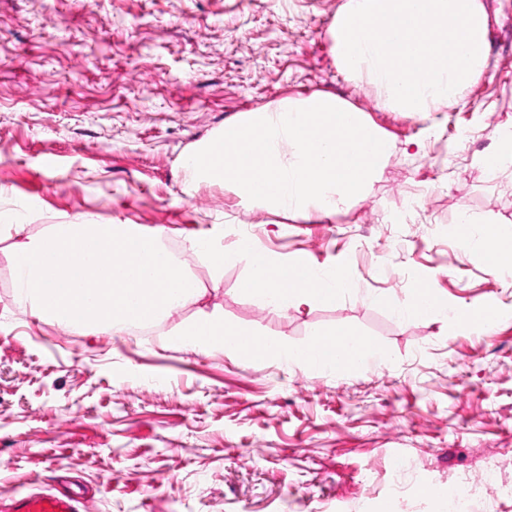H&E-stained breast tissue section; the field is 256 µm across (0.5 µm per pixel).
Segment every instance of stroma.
I'll list each match as a JSON object with an SVG mask.
<instances>
[{
  "instance_id": "35a3bbf8",
  "label": "stroma",
  "mask_w": 512,
  "mask_h": 512,
  "mask_svg": "<svg viewBox=\"0 0 512 512\" xmlns=\"http://www.w3.org/2000/svg\"><path fill=\"white\" fill-rule=\"evenodd\" d=\"M345 0H0V503L65 480L87 512H440L427 487L498 464L476 512H512V284L450 230L512 232V167L483 157L512 125V0H483L484 77L429 120L372 106L336 68L328 28ZM320 91L364 112L389 143L366 195L335 222L240 204L184 183L179 159L240 113ZM53 166H45V158ZM168 229L205 293L152 335H80L15 303L11 224ZM262 248L348 268L333 307L280 312L215 275L188 240L236 225ZM457 309L498 308L475 334L456 318L399 319L419 278ZM222 308L288 346L342 322L382 357L338 375L195 352L168 332Z\"/></svg>"
}]
</instances>
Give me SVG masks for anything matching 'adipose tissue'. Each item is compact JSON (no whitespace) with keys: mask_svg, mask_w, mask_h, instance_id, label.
Returning a JSON list of instances; mask_svg holds the SVG:
<instances>
[{"mask_svg":"<svg viewBox=\"0 0 512 512\" xmlns=\"http://www.w3.org/2000/svg\"><path fill=\"white\" fill-rule=\"evenodd\" d=\"M462 246L477 248L484 261L494 264L502 277H512V238L497 227L487 226L481 240L463 238ZM236 255L244 258L249 272L239 284L242 295L260 302L265 307L286 311L303 305L331 307L351 290L349 270L339 266L326 276L314 272L296 274V264L261 247L237 245ZM395 313L405 320L421 316L442 317L448 313V300L431 280L416 281L405 297L394 303ZM246 329L225 321L220 310L205 312L173 333L172 340L184 347L199 351L214 349L247 362L266 360L303 365L328 374L353 372L368 365L379 353L376 344L359 338L350 327L336 325L316 333L302 346L290 348L263 332H256L257 343L245 347L242 343Z\"/></svg>","mask_w":512,"mask_h":512,"instance_id":"obj_1","label":"adipose tissue"}]
</instances>
